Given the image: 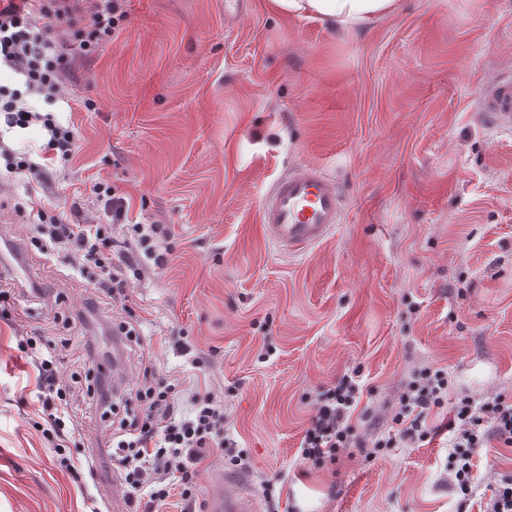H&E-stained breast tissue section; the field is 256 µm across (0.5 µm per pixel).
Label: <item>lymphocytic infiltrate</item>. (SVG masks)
<instances>
[{"instance_id":"1","label":"lymphocytic infiltrate","mask_w":512,"mask_h":512,"mask_svg":"<svg viewBox=\"0 0 512 512\" xmlns=\"http://www.w3.org/2000/svg\"><path fill=\"white\" fill-rule=\"evenodd\" d=\"M126 17L123 0H5L0 6V64L22 75L30 93L52 97L61 93L70 74L63 47L72 33H79L80 50L90 54L103 40L119 33ZM80 20L85 23L81 30L75 27ZM0 118L11 128L40 125L47 133L40 148L45 159L70 158L79 148L72 128L58 124L51 114L31 110L16 92L2 85ZM90 192L110 208L111 223H75L67 216L39 210L32 214L38 230L34 243L46 255H64L75 267L93 260L99 271V292L122 302L130 281L168 265L169 250L156 243L162 234L160 225L130 223L126 200L110 185L94 182ZM117 226L124 227L126 233L121 244L112 234ZM39 372L46 389L42 434L57 444L67 443L69 401L65 390L56 385L53 359H41ZM449 388L444 370L426 366L414 371L398 395L392 417L395 435L376 439L374 448L427 441L431 434L427 419L447 399ZM175 395L174 381L160 375L152 364H144L134 393L138 410L121 417L116 427V461L132 493H147L150 504L158 505L177 486L185 502L183 512H194V468L204 453L219 450L234 464L239 457L233 451V441L224 434V408L210 392L194 394V415L189 419L176 418ZM360 399L357 380L347 374L319 393L315 413L300 442L301 460L333 462L343 449L363 447L352 422ZM450 427L454 431L451 472L457 490L467 501L475 492L473 459L481 448L493 441L503 448L512 447V394L499 392L480 400L462 398Z\"/></svg>"}]
</instances>
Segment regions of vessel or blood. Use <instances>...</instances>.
Here are the masks:
<instances>
[{"label":"vessel or blood","mask_w":512,"mask_h":512,"mask_svg":"<svg viewBox=\"0 0 512 512\" xmlns=\"http://www.w3.org/2000/svg\"><path fill=\"white\" fill-rule=\"evenodd\" d=\"M482 111L494 113L512 126V70L485 84L479 99ZM343 197L336 182L315 164L285 172L264 195L258 222L278 248L301 254L327 239L342 219ZM256 503L242 491L212 498L209 512H255Z\"/></svg>","instance_id":"b4317fda"}]
</instances>
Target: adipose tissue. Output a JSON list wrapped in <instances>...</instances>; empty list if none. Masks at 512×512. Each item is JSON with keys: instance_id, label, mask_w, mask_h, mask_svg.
I'll return each mask as SVG.
<instances>
[{"instance_id": "adipose-tissue-1", "label": "adipose tissue", "mask_w": 512, "mask_h": 512, "mask_svg": "<svg viewBox=\"0 0 512 512\" xmlns=\"http://www.w3.org/2000/svg\"><path fill=\"white\" fill-rule=\"evenodd\" d=\"M276 6L295 16L322 18L343 28L369 23L397 6V0H274Z\"/></svg>"}]
</instances>
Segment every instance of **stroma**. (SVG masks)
Masks as SVG:
<instances>
[{"label":"stroma","instance_id":"35a3bbf8","mask_svg":"<svg viewBox=\"0 0 512 512\" xmlns=\"http://www.w3.org/2000/svg\"><path fill=\"white\" fill-rule=\"evenodd\" d=\"M119 35L88 56L75 45L64 96L0 84L77 133L80 152L49 163L43 184L0 175V512H112L122 492L112 418L89 403L87 378L112 354L133 312L139 352L121 351L127 385L141 358L178 382L179 416L208 391L244 462L197 464L196 508L235 488L268 512H479L452 484L447 423L463 397L512 391V127L481 111L484 83L512 66V0H400L354 29L247 0H126ZM312 162L335 177L344 218L305 255L277 251L257 222L283 172ZM104 181L137 224H161L170 263L131 283L125 308L86 307L92 273L32 245L29 201L109 223L90 194ZM210 359L191 366L179 337ZM57 356L78 426L68 447L41 431L42 386L22 340ZM273 345L266 354L265 345ZM447 370L448 399L416 448L344 449L336 463L298 458L318 393L345 374L363 389L353 421L387 437L415 368ZM69 467H61V458ZM479 494L512 475V451L483 449Z\"/></svg>","mask_w":512,"mask_h":512}]
</instances>
